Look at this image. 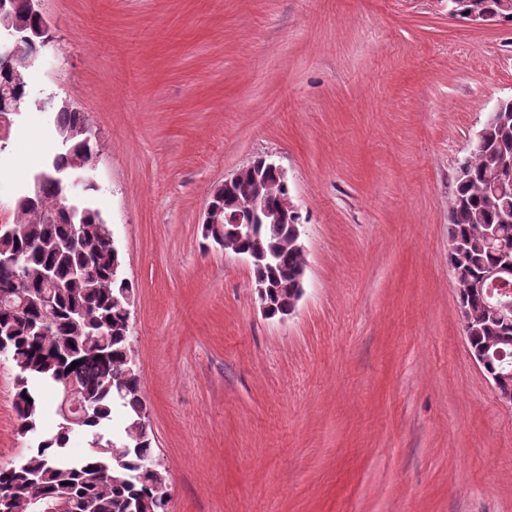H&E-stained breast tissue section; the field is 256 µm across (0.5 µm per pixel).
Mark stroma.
Listing matches in <instances>:
<instances>
[{
  "instance_id": "stroma-1",
  "label": "stroma",
  "mask_w": 512,
  "mask_h": 512,
  "mask_svg": "<svg viewBox=\"0 0 512 512\" xmlns=\"http://www.w3.org/2000/svg\"><path fill=\"white\" fill-rule=\"evenodd\" d=\"M27 78L100 138L87 177L134 288L131 334L168 512H512V409L473 362L448 266L458 161L512 99V23L448 0H42ZM26 105L0 223L56 146ZM280 165L305 292L262 315L204 239L215 188ZM0 364V464L18 462Z\"/></svg>"
}]
</instances>
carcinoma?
Here are the masks:
<instances>
[{"label": "carcinoma", "instance_id": "1", "mask_svg": "<svg viewBox=\"0 0 512 512\" xmlns=\"http://www.w3.org/2000/svg\"><path fill=\"white\" fill-rule=\"evenodd\" d=\"M486 12L498 21L512 22V0H482ZM9 14L27 27L36 28L40 18L31 14L27 0H12ZM32 57L10 66L0 63V114L5 107L21 108L26 102L38 107L32 96L26 70ZM58 150L48 158L40 174L43 180L32 195L22 192L15 201V233L0 236V257L17 255L20 264H0V285L13 286L12 295L46 287L43 272H54L53 305L46 309L19 308L0 296V340L8 343L19 368L15 387V410L21 435L38 430L44 413L41 396L33 382L59 387L76 386L77 395L93 404L82 427L95 436L98 450L76 462L66 458L70 440L67 422L51 437L41 440L21 465L0 466V512H31L36 498L49 501L58 512H166L163 490L165 470L156 459L150 434H138L137 423L146 418L139 374L131 364V329L126 309L133 285L123 277L119 254L105 241V221L100 211L84 203L70 214L63 197L66 188L57 181L94 158L98 143L77 134L88 123L83 112L67 101L54 102ZM504 145L512 147V109L503 121L488 129L474 150L458 162L463 175L455 179L448 209V247L457 251L448 263L457 284L458 301L466 302L479 317V325L466 341L471 355L484 353L493 342L509 341L506 356L491 365L503 374L512 372V320L500 321L485 310L482 297L471 284L492 266L504 260L502 247L512 249V224L501 222L504 210H512V176L506 189L494 192L499 181L496 157ZM252 172L245 173L215 202L222 205L247 194ZM82 225L83 242L68 248L73 226ZM484 224L500 227V240L490 246L480 235ZM293 227L285 224L280 237L268 242L275 259L252 266L254 279L278 286L281 306L293 304L294 295L283 288L293 283L305 266V257L289 244ZM90 267L82 280L71 278L77 267ZM81 364L72 366L75 361ZM125 409L122 442L103 439L100 430L110 420L115 406Z\"/></svg>", "mask_w": 512, "mask_h": 512}]
</instances>
